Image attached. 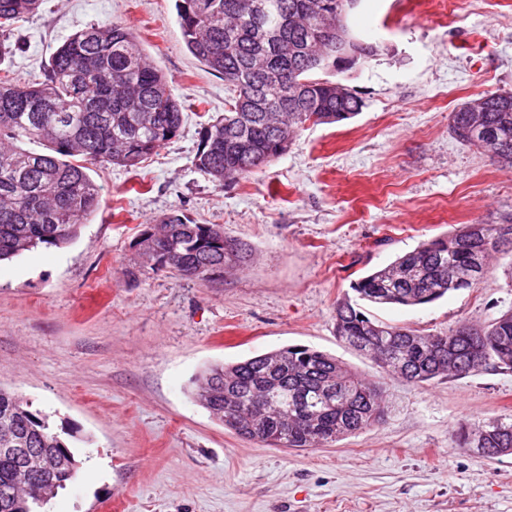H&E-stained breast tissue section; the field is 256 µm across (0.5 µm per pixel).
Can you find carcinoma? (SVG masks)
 Segmentation results:
<instances>
[{"mask_svg":"<svg viewBox=\"0 0 512 512\" xmlns=\"http://www.w3.org/2000/svg\"><path fill=\"white\" fill-rule=\"evenodd\" d=\"M42 0H0V29L38 12ZM349 0H176L188 51L224 77V114L203 130L196 165L220 185L247 177L288 151L307 120L333 124L357 115L356 89L336 91L320 76L311 41L319 28L340 31L336 44L365 63L376 43L352 33ZM482 111L451 113L452 133L512 172V92L476 95ZM185 103L137 48L130 28L105 23L80 30L52 53L41 81L21 86L0 75V261L38 247L70 243L101 205V188L80 160L136 169L180 130ZM43 140L46 152L17 143ZM512 245V226L461 224L422 242L351 284L356 299L336 303V336L391 377L426 384L484 370H512V310L486 325L461 323L430 333L368 317L359 301L421 306L470 288L489 259ZM142 266L181 278L214 280L253 260V248L218 224L168 216L136 243ZM192 397L224 428L272 448L306 450L379 424L388 412L381 388L324 352L292 346L196 377ZM22 440L31 460L62 461V476L34 468L23 487L21 461L0 454V512H34L77 468L74 455L31 404L0 386V440ZM460 448L482 457L512 455V414L465 421Z\"/></svg>","mask_w":512,"mask_h":512,"instance_id":"1","label":"carcinoma"}]
</instances>
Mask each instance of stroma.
<instances>
[{
    "mask_svg": "<svg viewBox=\"0 0 512 512\" xmlns=\"http://www.w3.org/2000/svg\"><path fill=\"white\" fill-rule=\"evenodd\" d=\"M431 9L361 0L348 24L380 51L348 76L360 114L306 125L286 154L229 186L196 165L227 91L187 50L175 0H44L0 31V72L28 83L68 36L125 24L187 103L180 131L139 169L91 165L101 207L69 245L0 263V386L46 415L79 463L45 512H512V455L487 460L451 437L461 422L512 413V372L416 385L334 331L353 281L454 225L512 212V173L450 129L461 103L512 91V0H450L444 23ZM173 215L223 225L254 263L210 281L141 268L140 234ZM490 266L432 304L367 312L432 333L489 323L512 309V252ZM288 346L382 384L384 421L289 451L224 429L194 402L205 366Z\"/></svg>",
    "mask_w": 512,
    "mask_h": 512,
    "instance_id": "1",
    "label": "stroma"
}]
</instances>
